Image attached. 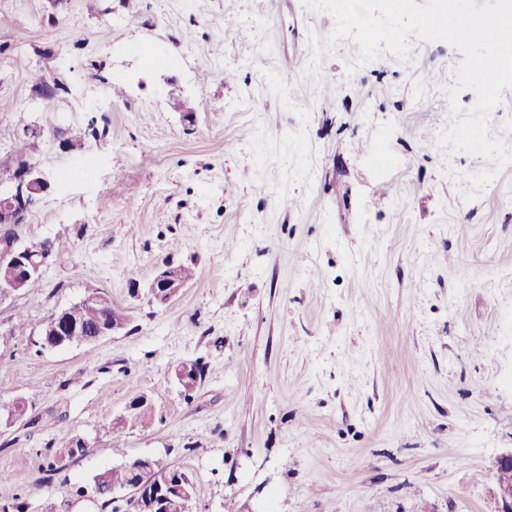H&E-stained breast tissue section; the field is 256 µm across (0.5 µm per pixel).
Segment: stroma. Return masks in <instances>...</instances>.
Wrapping results in <instances>:
<instances>
[{"label":"stroma","mask_w":512,"mask_h":512,"mask_svg":"<svg viewBox=\"0 0 512 512\" xmlns=\"http://www.w3.org/2000/svg\"><path fill=\"white\" fill-rule=\"evenodd\" d=\"M333 29L303 0H0V186L36 164L55 186L17 232L68 245L41 288L0 300V400L26 403L0 425V506L113 512L94 476L163 455L192 512H498L512 165L467 201L456 176L485 160L436 144L462 53L417 41L411 63L356 68L346 39L317 83L308 38ZM36 69L67 94L39 99ZM167 261L202 275L161 305L147 288ZM93 289L126 328L40 349L43 319ZM143 396L152 425L113 437ZM64 433L86 447L57 460Z\"/></svg>","instance_id":"stroma-1"}]
</instances>
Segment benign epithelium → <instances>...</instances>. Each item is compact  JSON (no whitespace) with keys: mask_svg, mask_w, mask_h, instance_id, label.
I'll return each mask as SVG.
<instances>
[{"mask_svg":"<svg viewBox=\"0 0 512 512\" xmlns=\"http://www.w3.org/2000/svg\"><path fill=\"white\" fill-rule=\"evenodd\" d=\"M50 188L51 182L41 170L22 162L12 174L11 186L0 189V297L19 293L25 281L43 275L52 257L49 249L32 253L17 234V228L25 223L27 214ZM183 287L176 266L166 263L155 271L148 294L151 300L167 304ZM122 329V323H114L110 328L82 329L61 310L41 334L40 344L49 349L64 348L77 336L82 337V343L93 344ZM496 470L501 512H512V483L503 478L506 472L512 471V448L499 455Z\"/></svg>","mask_w":512,"mask_h":512,"instance_id":"benign-epithelium-1","label":"benign epithelium"}]
</instances>
